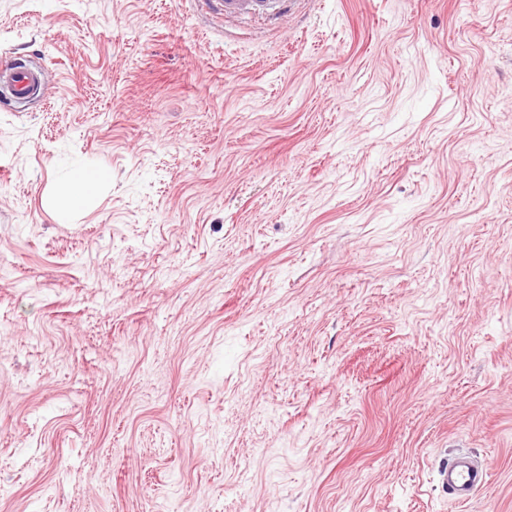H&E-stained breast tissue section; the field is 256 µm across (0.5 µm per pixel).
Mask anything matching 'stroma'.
I'll return each instance as SVG.
<instances>
[{"instance_id": "35a3bbf8", "label": "stroma", "mask_w": 512, "mask_h": 512, "mask_svg": "<svg viewBox=\"0 0 512 512\" xmlns=\"http://www.w3.org/2000/svg\"><path fill=\"white\" fill-rule=\"evenodd\" d=\"M13 63L0 512H512V0H0ZM224 17L261 16L278 20L292 12L296 0H208ZM0 85L18 100L35 98L43 93L44 76L34 67L9 65L0 69ZM95 182L96 178L93 175L80 173L74 177L69 185L62 188V195L66 197L71 205H81L89 196ZM490 470L478 467L466 455L448 459L438 471L441 490L461 502L468 501L488 481Z\"/></svg>"}]
</instances>
